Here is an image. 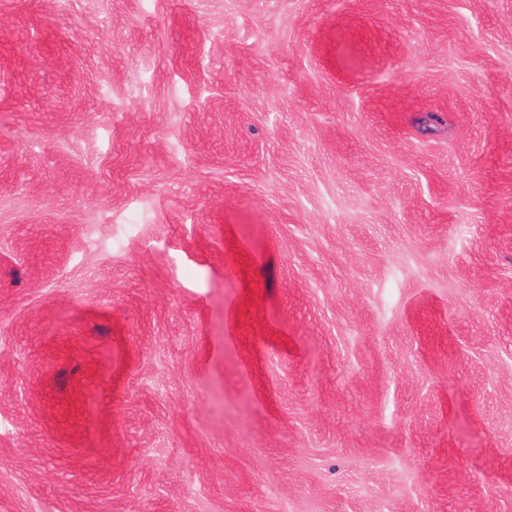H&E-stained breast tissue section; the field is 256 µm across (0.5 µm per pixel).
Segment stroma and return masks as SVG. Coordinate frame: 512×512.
Segmentation results:
<instances>
[{"label": "stroma", "mask_w": 512, "mask_h": 512, "mask_svg": "<svg viewBox=\"0 0 512 512\" xmlns=\"http://www.w3.org/2000/svg\"><path fill=\"white\" fill-rule=\"evenodd\" d=\"M0 512H512V0H0Z\"/></svg>", "instance_id": "obj_1"}]
</instances>
